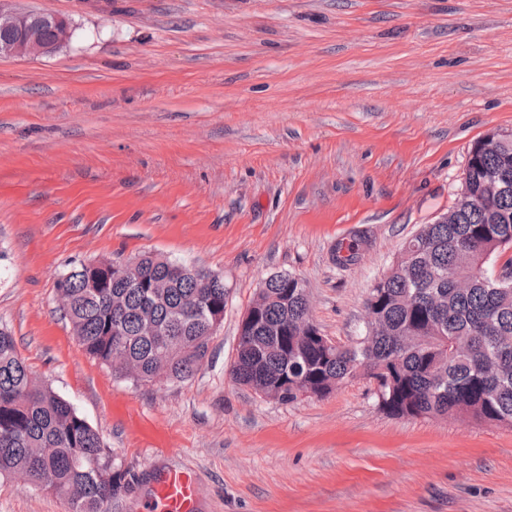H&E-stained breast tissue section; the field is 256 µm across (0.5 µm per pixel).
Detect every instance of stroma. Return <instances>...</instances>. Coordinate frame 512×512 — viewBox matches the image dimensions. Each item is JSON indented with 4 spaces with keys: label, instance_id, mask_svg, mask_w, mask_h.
I'll use <instances>...</instances> for the list:
<instances>
[{
    "label": "stroma",
    "instance_id": "35a3bbf8",
    "mask_svg": "<svg viewBox=\"0 0 512 512\" xmlns=\"http://www.w3.org/2000/svg\"><path fill=\"white\" fill-rule=\"evenodd\" d=\"M71 40L0 58V329L114 464L192 470L203 512H512V428L394 417L357 378L284 404L234 383L262 281L307 286L322 335L367 334L373 284L512 131V0H10ZM357 260H334L339 243ZM150 252L224 279L186 381L79 346L56 280ZM0 512H69L0 477Z\"/></svg>",
    "mask_w": 512,
    "mask_h": 512
}]
</instances>
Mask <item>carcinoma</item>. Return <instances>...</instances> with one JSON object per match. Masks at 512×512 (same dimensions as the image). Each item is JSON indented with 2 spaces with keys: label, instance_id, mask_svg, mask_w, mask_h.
Listing matches in <instances>:
<instances>
[{
  "label": "carcinoma",
  "instance_id": "cac0c4a2",
  "mask_svg": "<svg viewBox=\"0 0 512 512\" xmlns=\"http://www.w3.org/2000/svg\"><path fill=\"white\" fill-rule=\"evenodd\" d=\"M477 149L466 189L477 203L456 205L403 245L373 285L365 315L380 314L387 331L368 344L327 348L286 327L307 314L302 280L274 274L258 296L265 306L239 333L232 379L252 390L275 387L279 401L299 392L317 397L357 378L390 369L383 409L399 417L471 418L512 428V140ZM501 280L486 271L501 258ZM205 271L143 255L119 277L112 262L84 264L56 281L69 302L74 335L90 357L135 383L185 380L202 366L213 320L224 314V279L204 288ZM166 278L157 300L142 284ZM288 293V299L282 294ZM21 475L36 490L64 497L70 512H112L139 483L112 469L97 430L73 405L36 384L13 336L0 329V476Z\"/></svg>",
  "mask_w": 512,
  "mask_h": 512
}]
</instances>
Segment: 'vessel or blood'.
<instances>
[{
	"mask_svg": "<svg viewBox=\"0 0 512 512\" xmlns=\"http://www.w3.org/2000/svg\"><path fill=\"white\" fill-rule=\"evenodd\" d=\"M143 509L144 512H201L200 493L194 475L177 468L155 472Z\"/></svg>",
	"mask_w": 512,
	"mask_h": 512,
	"instance_id": "obj_1",
	"label": "vessel or blood"
}]
</instances>
